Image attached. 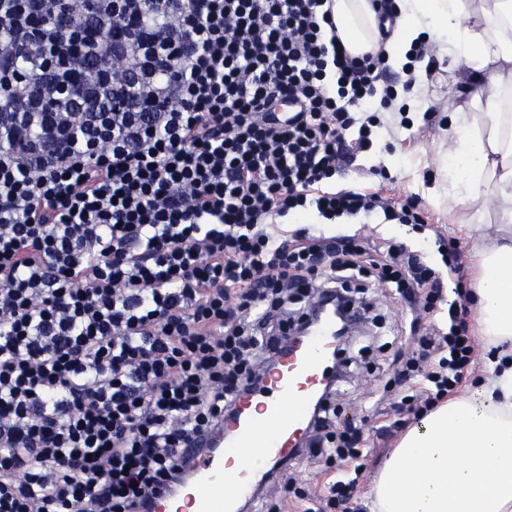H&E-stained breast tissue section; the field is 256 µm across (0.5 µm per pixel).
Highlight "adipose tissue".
I'll use <instances>...</instances> for the list:
<instances>
[{
    "instance_id": "obj_1",
    "label": "adipose tissue",
    "mask_w": 512,
    "mask_h": 512,
    "mask_svg": "<svg viewBox=\"0 0 512 512\" xmlns=\"http://www.w3.org/2000/svg\"><path fill=\"white\" fill-rule=\"evenodd\" d=\"M332 13L350 55L381 53L395 69L422 38L451 48L486 110L444 113L455 146L433 198L483 197L499 226L494 243L475 244L474 305L496 348L488 374L404 433L368 491L373 512H512V0H405L386 35L371 0H333Z\"/></svg>"
}]
</instances>
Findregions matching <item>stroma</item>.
Returning <instances> with one entry per match:
<instances>
[{"label":"stroma","mask_w":512,"mask_h":512,"mask_svg":"<svg viewBox=\"0 0 512 512\" xmlns=\"http://www.w3.org/2000/svg\"><path fill=\"white\" fill-rule=\"evenodd\" d=\"M436 67L428 77L423 90L413 94L408 111L429 110L427 120L415 123L412 129L398 130L395 135L379 141L373 151L358 158L340 176L342 184L348 185L366 179L370 167L384 165V186L390 195L419 196L421 206L438 225L444 235L460 237L462 259L467 270L465 288H474L478 276V262L472 248L476 236L492 237L494 215L485 209L482 200L471 201L467 206L451 210L449 204L435 202L431 188L437 177L438 161L450 144L451 135L441 115L448 105L469 106L461 78V70L452 56L436 48ZM369 244L378 238H395L409 246L424 250L431 261H438L433 239L425 232L402 224L370 223L360 229ZM352 288L365 289L372 299L376 323L357 336L358 346L366 350L365 357L350 367L347 376L336 386V412L340 419H347L361 427L365 433H374L381 424L373 408L381 396L385 377L376 371V363L392 359L396 354H407L417 347V336L410 327V316L400 301L391 293L378 290L373 280H355Z\"/></svg>","instance_id":"obj_1"}]
</instances>
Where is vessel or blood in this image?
Wrapping results in <instances>:
<instances>
[{
	"label": "vessel or blood",
	"mask_w": 512,
	"mask_h": 512,
	"mask_svg": "<svg viewBox=\"0 0 512 512\" xmlns=\"http://www.w3.org/2000/svg\"><path fill=\"white\" fill-rule=\"evenodd\" d=\"M336 364L331 321L285 351L264 386L240 401V415L198 453L191 479L162 493L148 512H239L311 427L313 404Z\"/></svg>",
	"instance_id": "b4317fda"
}]
</instances>
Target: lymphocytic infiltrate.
<instances>
[{
  "mask_svg": "<svg viewBox=\"0 0 512 512\" xmlns=\"http://www.w3.org/2000/svg\"><path fill=\"white\" fill-rule=\"evenodd\" d=\"M326 2L0 0V512H139L177 486L323 268L371 274L427 322L388 383L399 413L462 388L477 359L456 242L436 234L437 266L391 240L369 261L356 235L275 228L429 223L418 197L333 184L414 82L378 87L380 58L327 36ZM299 454L324 458L326 492L281 466L289 512H352L373 451L331 398Z\"/></svg>",
  "mask_w": 512,
  "mask_h": 512,
  "instance_id": "1",
  "label": "lymphocytic infiltrate"
}]
</instances>
